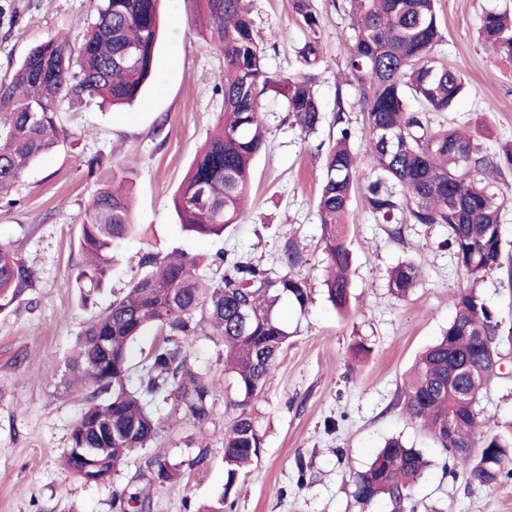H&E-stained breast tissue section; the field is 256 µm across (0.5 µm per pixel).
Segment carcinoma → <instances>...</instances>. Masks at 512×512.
Masks as SVG:
<instances>
[{
  "label": "carcinoma",
  "instance_id": "1",
  "mask_svg": "<svg viewBox=\"0 0 512 512\" xmlns=\"http://www.w3.org/2000/svg\"><path fill=\"white\" fill-rule=\"evenodd\" d=\"M352 35L346 70L356 83L363 112L364 163L353 146L354 132L342 101L336 102V139L324 159L318 197L322 241L329 261L327 299L340 313L350 304L352 252L347 242L352 194L366 183L368 208L384 224H445L446 244L473 280L499 270L500 219L507 202L492 181L512 172V145L492 155L470 133L433 130L431 112L451 111L464 90L459 73L440 61L436 0H347ZM161 0H99L97 16L73 48L61 35L34 46L8 79L0 80V198L9 194L27 167L73 136L62 112L76 104L130 105L151 78L159 35ZM205 32L224 57L215 91L224 109L217 133L196 153L173 199L182 228L221 240L239 224L250 192L251 165L266 148L261 97L283 94L301 133L310 135L324 115L311 78H276L264 65L248 0H202ZM292 12L309 28L317 24L310 0H291ZM479 35L495 56L512 62V12L486 9ZM130 188L120 168H109L102 187L86 206L79 225L80 289L109 279L114 245L130 238ZM138 272L112 303L89 319L65 360L64 390H88L64 454L67 472L86 484L92 477L120 472L129 453L154 443L164 420L154 404L171 400L199 422L212 414L210 391L189 363L198 336L224 342V371L232 378L233 411L224 432V494L203 512H224L239 476L260 457L262 439L252 406L274 372L291 338L277 319L286 300L304 310L307 284L287 272L275 275L244 261H227L219 249L209 272L179 250L138 252ZM508 277L512 280V264ZM421 268L401 263L390 271L392 294L405 298L419 286ZM37 270L11 242H0V312L31 295ZM454 315L442 337L416 360L398 399L407 422L421 427L449 455L452 474L483 489L512 478V431L489 427L481 394L512 344L500 322L472 290L450 299ZM149 329L158 342L142 361L138 388L131 376L130 345ZM97 449V468L81 471L76 449ZM147 485L178 479L180 469L161 455L147 461ZM428 474L423 453L391 439L370 465L352 474L350 496L363 509L379 502L390 512H417L413 491ZM119 512H146L148 494L139 489L113 497Z\"/></svg>",
  "mask_w": 512,
  "mask_h": 512
}]
</instances>
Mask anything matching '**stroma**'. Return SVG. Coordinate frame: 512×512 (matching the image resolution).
Segmentation results:
<instances>
[{"label":"stroma","mask_w":512,"mask_h":512,"mask_svg":"<svg viewBox=\"0 0 512 512\" xmlns=\"http://www.w3.org/2000/svg\"><path fill=\"white\" fill-rule=\"evenodd\" d=\"M318 24L308 29L293 14L291 0H250L265 67L273 74L308 73L326 120L302 137L285 97L262 99L268 147L255 160L245 219L224 234L223 244L185 233L173 206L178 186L197 148L214 130L223 110L214 86L223 56L200 28V0H163L155 75L143 97L119 109L89 104L63 114L72 144L33 162L0 200V239L12 241L37 269L29 300L0 313V512H117L113 495L141 486L147 460L162 455L179 465L174 483L153 487L148 512H186L224 493V429L232 394L224 375V344L201 336L190 362L209 386L213 414L195 421L172 411L156 442L133 451L111 482L84 485L64 471L73 425L84 391L63 392V359L84 323L104 310L114 292L136 273L128 258L142 250L180 248L209 255L217 247L276 273H286V247L295 246L312 301L306 310L277 308L292 338L281 353L253 413L262 436L258 461L241 475L231 512H360L349 494V476L366 468L377 448L398 437L422 449L433 465L413 496L418 512H512V478L471 490L443 470L444 457L420 428L408 424L399 389L415 357L441 336L453 316L451 296L476 288L486 305L512 327V283L492 271L471 283L445 247L443 224L377 223L364 188L350 208L353 254L351 307L339 315L324 285L327 255L321 242L317 201L323 158L336 136L332 122L344 102L354 129L362 112L354 83L345 74L351 34L347 0H311ZM441 40L436 55L467 84L454 111L432 114L433 124L476 133L488 152L512 143V64L497 61L479 37L480 17L490 6L512 0H437ZM97 0H0V80L37 44L60 35L80 43L96 16ZM318 38V62L305 67L301 51ZM124 169L133 196V219L145 225L141 238L122 242L105 288L81 304L74 286L81 255L78 226L98 188L87 162ZM412 262L422 281L407 297L388 287L392 268ZM481 406L490 423L512 422V347L483 390ZM203 464H195L199 451Z\"/></svg>","instance_id":"35a3bbf8"}]
</instances>
